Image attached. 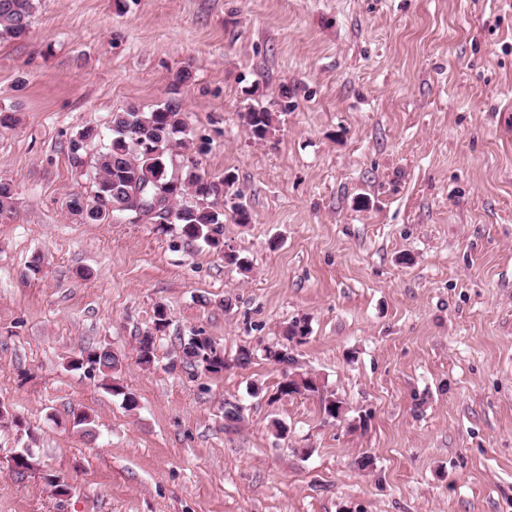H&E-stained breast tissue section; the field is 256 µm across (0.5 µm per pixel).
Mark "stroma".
<instances>
[{
    "mask_svg": "<svg viewBox=\"0 0 512 512\" xmlns=\"http://www.w3.org/2000/svg\"><path fill=\"white\" fill-rule=\"evenodd\" d=\"M171 98L203 168L237 177L251 220L224 243L250 273L177 227L70 211L113 113ZM0 113V404L25 424L0 426V512H512V0H38L0 38ZM302 318L339 419L270 397L264 350ZM194 331L252 364L169 371ZM100 344L137 409L68 368ZM241 117L244 126L255 139H266L274 128V114L264 107H249L246 112H242Z\"/></svg>",
    "mask_w": 512,
    "mask_h": 512,
    "instance_id": "1",
    "label": "stroma"
}]
</instances>
